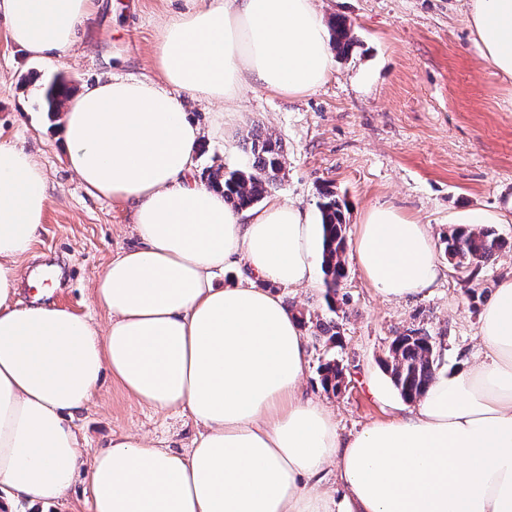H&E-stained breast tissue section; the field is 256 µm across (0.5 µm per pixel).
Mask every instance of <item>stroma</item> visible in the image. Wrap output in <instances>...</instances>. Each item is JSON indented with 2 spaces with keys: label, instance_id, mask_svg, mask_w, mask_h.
I'll list each match as a JSON object with an SVG mask.
<instances>
[{
  "label": "stroma",
  "instance_id": "stroma-1",
  "mask_svg": "<svg viewBox=\"0 0 512 512\" xmlns=\"http://www.w3.org/2000/svg\"><path fill=\"white\" fill-rule=\"evenodd\" d=\"M193 0H101L71 54L49 62L13 46L0 22V136L23 142L44 166L51 195L31 257L19 263L15 301L62 306L103 324L94 300L95 277L134 238L129 208L91 195L69 170L57 124L44 104V87L64 80L83 91L100 74L158 78L152 64L158 29ZM325 17H345L359 44L335 57L327 81L297 97L256 87L242 92L237 114L220 138L205 137L199 170L241 168L243 137L253 128L276 136L287 163L271 196L317 212L320 192L336 191L347 206V236L355 238L366 210L397 208L441 239L451 221L479 210L512 240V82L496 77L462 24L459 0H320ZM338 291L342 350L318 336L307 341V394L334 411L347 436L401 414L404 401L382 367L397 332L420 328L441 341L440 369L454 371L478 348L480 314L467 291L491 299L512 279V251L478 270L474 279L440 260L441 274L423 295L381 298L354 261ZM340 355L347 386L326 393L319 366ZM84 457L115 436L140 433L161 448L188 451L199 433L187 412L139 402L104 377L98 395L75 414Z\"/></svg>",
  "mask_w": 512,
  "mask_h": 512
}]
</instances>
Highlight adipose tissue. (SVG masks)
I'll list each match as a JSON object with an SVG mask.
<instances>
[{
    "mask_svg": "<svg viewBox=\"0 0 512 512\" xmlns=\"http://www.w3.org/2000/svg\"><path fill=\"white\" fill-rule=\"evenodd\" d=\"M98 0H0L10 41L66 56ZM463 22L494 73L512 80V0H465ZM159 80L106 74L68 99L58 134L92 195L131 205L136 247L96 278L109 320L17 307L18 263L44 222L46 173L0 138V512H49L76 482L92 512H512V280L483 310L473 361L437 374L407 412L349 437L306 395V341L276 285L313 282L308 210L271 198L235 210L196 175L204 134L188 102L233 107L256 84L295 97L333 58L315 0H196L160 29ZM352 257L389 299L418 296L439 269L427 225L369 208ZM243 268L236 284L214 278ZM159 409L187 410L189 452L127 433L85 459L76 413L104 375ZM344 487H322L326 466Z\"/></svg>",
    "mask_w": 512,
    "mask_h": 512,
    "instance_id": "1",
    "label": "adipose tissue"
}]
</instances>
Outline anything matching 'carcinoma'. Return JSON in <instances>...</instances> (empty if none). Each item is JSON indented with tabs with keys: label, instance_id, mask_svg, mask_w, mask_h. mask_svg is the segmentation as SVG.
I'll return each instance as SVG.
<instances>
[{
	"label": "carcinoma",
	"instance_id": "obj_1",
	"mask_svg": "<svg viewBox=\"0 0 512 512\" xmlns=\"http://www.w3.org/2000/svg\"><path fill=\"white\" fill-rule=\"evenodd\" d=\"M330 27L331 49L339 55L349 54L356 40L346 20L337 17L330 22ZM69 95L70 90L65 84H51L45 93L48 111H60ZM245 149L249 156L247 167H221L208 175L211 187L224 193L225 202L236 209L250 207L262 200L281 181L285 165L282 145L271 133L250 131L245 138ZM318 208L324 298L334 312L337 292L346 278L347 222L341 200L328 188L321 192ZM441 249L455 270L471 280L480 267L495 261L505 250L512 251V244L491 228L459 224L452 226L441 238ZM316 328L327 337V342L343 348L340 322L319 320ZM382 364L401 398L413 403L425 393L439 369L437 338L423 329H407L392 339ZM320 373L323 389L338 394L345 381L340 360H327L321 364Z\"/></svg>",
	"mask_w": 512,
	"mask_h": 512
}]
</instances>
